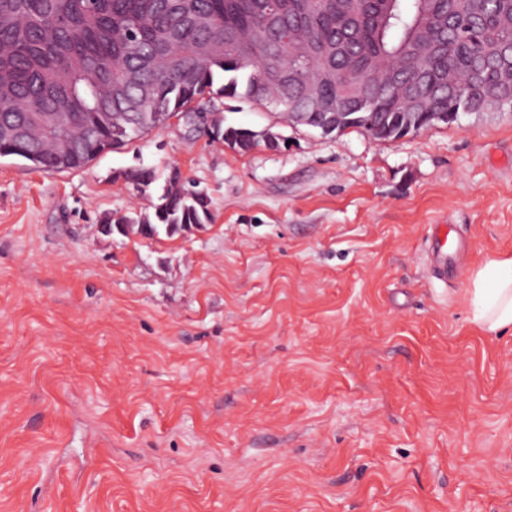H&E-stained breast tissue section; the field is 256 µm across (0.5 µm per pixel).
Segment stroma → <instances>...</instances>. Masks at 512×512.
Returning a JSON list of instances; mask_svg holds the SVG:
<instances>
[{
	"instance_id": "obj_1",
	"label": "stroma",
	"mask_w": 512,
	"mask_h": 512,
	"mask_svg": "<svg viewBox=\"0 0 512 512\" xmlns=\"http://www.w3.org/2000/svg\"><path fill=\"white\" fill-rule=\"evenodd\" d=\"M213 109L282 142L175 124L67 172L0 158V512H512V330L467 293L512 256V110L383 141ZM173 166L212 223L103 233ZM436 224L464 276L434 277ZM221 131L220 138L225 144L238 152H248L263 141L269 147H276L279 144V138L267 130L262 134L260 131L253 130L249 127H222V123L218 127ZM224 136V139H223ZM117 177H122L126 183L138 189L149 187L157 179L156 171L148 167H133L120 171Z\"/></svg>"
}]
</instances>
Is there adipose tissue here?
<instances>
[{"instance_id": "adipose-tissue-1", "label": "adipose tissue", "mask_w": 512, "mask_h": 512, "mask_svg": "<svg viewBox=\"0 0 512 512\" xmlns=\"http://www.w3.org/2000/svg\"><path fill=\"white\" fill-rule=\"evenodd\" d=\"M471 321L496 333L512 329V257L494 258L469 278Z\"/></svg>"}]
</instances>
